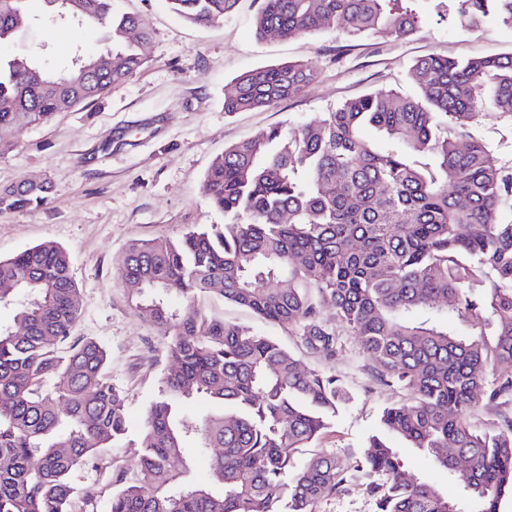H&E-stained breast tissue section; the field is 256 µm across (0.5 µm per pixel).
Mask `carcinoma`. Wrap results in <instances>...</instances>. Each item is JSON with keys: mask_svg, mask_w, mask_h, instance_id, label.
Masks as SVG:
<instances>
[{"mask_svg": "<svg viewBox=\"0 0 512 512\" xmlns=\"http://www.w3.org/2000/svg\"><path fill=\"white\" fill-rule=\"evenodd\" d=\"M30 0H0V42L32 25ZM56 20L109 30L99 50L61 68L0 60V156L24 126L103 95L145 63L152 33L117 0H46ZM181 18L208 26L236 0H167ZM399 0H263L260 36L284 38L340 25L353 35L397 39L417 15ZM463 28L512 29V0H433ZM418 97L383 89L346 100L296 130L273 127L230 147L205 175L224 223L179 239L135 241L121 279L137 284L140 308L167 339L177 370L163 376L140 432L139 458L112 473L110 512H316L342 491L347 468L313 452L345 399L333 375L307 371L275 339L247 335L206 311L216 296L271 323L301 329L306 346L336 356L318 298L366 350L378 377L411 391L385 408L355 471L371 479L378 512H460L434 486L408 478L400 438L433 456L479 512L512 495V423L471 427L478 395L512 396V168L468 131L480 111L512 118V58L415 61ZM318 77L305 63L259 67L224 86V110L271 107ZM374 127L386 147L364 137ZM49 186L0 190V214L38 208ZM288 215V223L281 222ZM68 252L40 244L0 258V512H95L96 492L73 474L103 469L128 432L124 392L104 375L105 348L73 338L79 317ZM179 295L176 310L167 297ZM473 331L450 329L454 321ZM65 383L54 387L55 379ZM210 410L198 416L191 404ZM214 452L199 481L188 451ZM469 459L461 471L456 459Z\"/></svg>", "mask_w": 512, "mask_h": 512, "instance_id": "carcinoma-1", "label": "carcinoma"}]
</instances>
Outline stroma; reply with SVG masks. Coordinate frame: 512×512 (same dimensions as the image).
<instances>
[{
	"label": "stroma",
	"mask_w": 512,
	"mask_h": 512,
	"mask_svg": "<svg viewBox=\"0 0 512 512\" xmlns=\"http://www.w3.org/2000/svg\"><path fill=\"white\" fill-rule=\"evenodd\" d=\"M118 6L147 20V60L103 97L19 131L14 150L0 157V187L44 182L50 192L42 207L0 215V257L45 242L69 252L80 307L73 334L106 348V375L124 391L135 433L160 378L173 365L165 337L121 280L116 257L135 240L176 239L193 226L223 223V214L209 204L205 174L224 149L276 126L312 122L369 92L392 88L419 95L411 74L415 60L512 56V30H466L428 0H412L418 25L404 39L351 36L338 27L260 38L254 20L262 0H238L231 14L207 27L184 21L164 0H118ZM106 37L102 27L61 29L46 20L0 44V57L34 58L53 68ZM287 62L311 64L320 76L273 107L225 112V84L249 70ZM472 131L499 163L512 165V120L485 111ZM206 305L247 333L276 338L305 369L339 379L350 399L313 448L335 454L345 465L361 458L382 410L410 398L408 390L376 380L373 362L353 337L341 336L338 355L327 360L304 346L296 326L265 323L216 298ZM396 446L409 475L458 499L457 483L430 455L401 440ZM367 484L365 475L356 474L344 491L320 501L317 512H377Z\"/></svg>",
	"instance_id": "1"
}]
</instances>
